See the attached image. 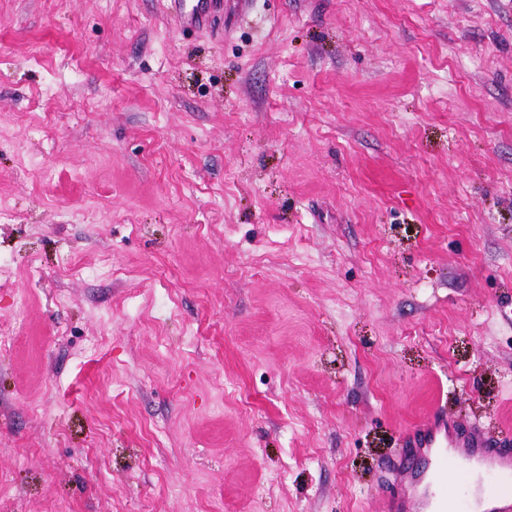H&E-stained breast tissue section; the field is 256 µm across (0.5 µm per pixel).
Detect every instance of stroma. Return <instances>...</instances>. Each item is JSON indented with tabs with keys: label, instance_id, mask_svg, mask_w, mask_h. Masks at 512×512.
I'll return each mask as SVG.
<instances>
[{
	"label": "stroma",
	"instance_id": "1",
	"mask_svg": "<svg viewBox=\"0 0 512 512\" xmlns=\"http://www.w3.org/2000/svg\"><path fill=\"white\" fill-rule=\"evenodd\" d=\"M1 203L0 512H392L427 418L512 449V0H0ZM214 0H173L184 28L195 29L205 26L209 21V16L216 7ZM188 3V8L186 7Z\"/></svg>",
	"mask_w": 512,
	"mask_h": 512
}]
</instances>
